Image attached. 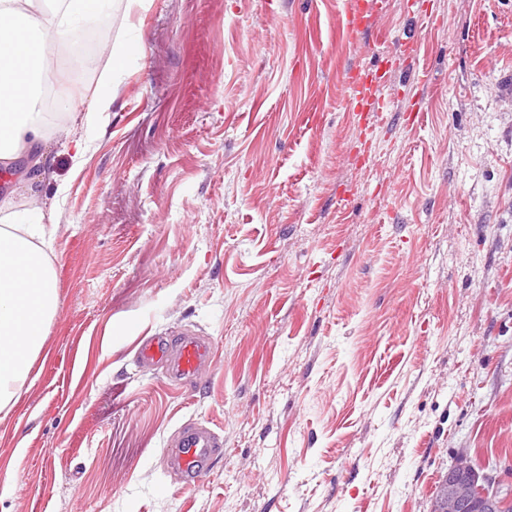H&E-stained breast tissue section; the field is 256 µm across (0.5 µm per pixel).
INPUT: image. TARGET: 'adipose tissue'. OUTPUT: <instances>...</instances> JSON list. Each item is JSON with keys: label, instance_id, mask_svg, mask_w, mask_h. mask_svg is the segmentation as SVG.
Instances as JSON below:
<instances>
[{"label": "adipose tissue", "instance_id": "obj_1", "mask_svg": "<svg viewBox=\"0 0 512 512\" xmlns=\"http://www.w3.org/2000/svg\"><path fill=\"white\" fill-rule=\"evenodd\" d=\"M113 0H0V161L32 153L46 165L51 142L77 124L93 129L109 111L111 84L87 92L58 52L72 51ZM54 109L41 111L42 89ZM44 173H22L0 195V422L19 402L42 355L61 301L54 263V231L45 224Z\"/></svg>", "mask_w": 512, "mask_h": 512}]
</instances>
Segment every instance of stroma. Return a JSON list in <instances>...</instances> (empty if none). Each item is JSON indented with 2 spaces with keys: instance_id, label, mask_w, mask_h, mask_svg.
Returning <instances> with one entry per match:
<instances>
[{
  "instance_id": "stroma-1",
  "label": "stroma",
  "mask_w": 512,
  "mask_h": 512,
  "mask_svg": "<svg viewBox=\"0 0 512 512\" xmlns=\"http://www.w3.org/2000/svg\"><path fill=\"white\" fill-rule=\"evenodd\" d=\"M152 0L81 169L49 151L61 309L0 423V512H431L512 464V0ZM411 37L417 58L398 57ZM388 62L359 124L353 68ZM215 349L191 390L147 332ZM224 438L197 487L183 421ZM368 2L357 0L346 13L344 29L346 36L355 41L368 31L369 10ZM224 439L209 425L194 419L182 423L167 441L169 467L188 486L201 482L215 455L224 452Z\"/></svg>"
}]
</instances>
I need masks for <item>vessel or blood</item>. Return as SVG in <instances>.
<instances>
[{"mask_svg":"<svg viewBox=\"0 0 512 512\" xmlns=\"http://www.w3.org/2000/svg\"><path fill=\"white\" fill-rule=\"evenodd\" d=\"M369 10L366 0H354L346 13L344 29L350 40H357L368 30ZM386 68L376 67L353 73L348 87L354 112H380L389 102L383 90L388 82ZM137 361L147 367L162 369L168 381L187 387L211 366L213 345L197 333L184 330L177 337L151 336L139 342ZM224 440L209 425L191 419L174 430L167 441L164 456L169 467L184 484L198 485L215 455L222 453Z\"/></svg>","mask_w":512,"mask_h":512,"instance_id":"b4317fda","label":"vessel or blood"}]
</instances>
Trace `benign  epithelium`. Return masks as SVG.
Here are the masks:
<instances>
[{"label": "benign epithelium", "instance_id": "benign-epithelium-1", "mask_svg": "<svg viewBox=\"0 0 512 512\" xmlns=\"http://www.w3.org/2000/svg\"><path fill=\"white\" fill-rule=\"evenodd\" d=\"M503 493L511 496L512 487L497 475L476 471L462 453L442 477L432 512H499Z\"/></svg>", "mask_w": 512, "mask_h": 512}]
</instances>
